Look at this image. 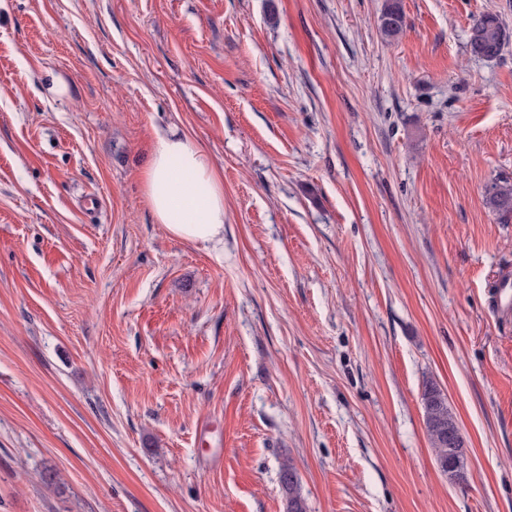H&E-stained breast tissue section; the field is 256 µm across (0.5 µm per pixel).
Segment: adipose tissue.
I'll return each mask as SVG.
<instances>
[{
	"label": "adipose tissue",
	"instance_id": "ef3b65f1",
	"mask_svg": "<svg viewBox=\"0 0 512 512\" xmlns=\"http://www.w3.org/2000/svg\"><path fill=\"white\" fill-rule=\"evenodd\" d=\"M156 219L176 238L224 242V189L209 156L188 138L157 132L143 177Z\"/></svg>",
	"mask_w": 512,
	"mask_h": 512
}]
</instances>
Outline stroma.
I'll list each match as a JSON object with an SVG mask.
<instances>
[{
    "instance_id": "1",
    "label": "stroma",
    "mask_w": 512,
    "mask_h": 512,
    "mask_svg": "<svg viewBox=\"0 0 512 512\" xmlns=\"http://www.w3.org/2000/svg\"><path fill=\"white\" fill-rule=\"evenodd\" d=\"M385 4L0 0V512H284L287 460L307 512H512V0ZM159 130L223 248L155 218ZM405 15L398 0H390L380 19V31L387 39H396L404 30ZM512 35L502 16L496 12H485L473 20L468 34L471 54L482 60L497 59ZM143 183L156 219L171 235L224 246V188L209 156L188 138L158 131ZM488 208L497 216L499 223H512V178L499 176L490 184L485 196ZM422 404L424 423L436 464L442 474L448 477V440L452 444H457L463 435L458 429H448V420L455 423L456 421L448 409L447 398L432 381L424 386Z\"/></svg>"
}]
</instances>
